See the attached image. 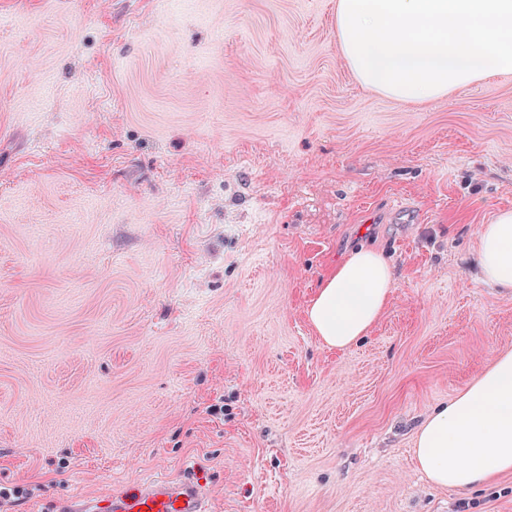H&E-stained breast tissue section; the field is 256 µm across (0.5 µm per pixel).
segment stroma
Returning a JSON list of instances; mask_svg holds the SVG:
<instances>
[{"instance_id": "35a3bbf8", "label": "stroma", "mask_w": 512, "mask_h": 512, "mask_svg": "<svg viewBox=\"0 0 512 512\" xmlns=\"http://www.w3.org/2000/svg\"><path fill=\"white\" fill-rule=\"evenodd\" d=\"M336 0H0V512L203 476L212 512H512L418 469L512 351L481 225L512 208V75L364 88ZM396 288L358 345L306 309L354 247Z\"/></svg>"}]
</instances>
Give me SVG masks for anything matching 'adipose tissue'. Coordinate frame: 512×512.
I'll return each instance as SVG.
<instances>
[{
    "label": "adipose tissue",
    "instance_id": "adipose-tissue-1",
    "mask_svg": "<svg viewBox=\"0 0 512 512\" xmlns=\"http://www.w3.org/2000/svg\"><path fill=\"white\" fill-rule=\"evenodd\" d=\"M476 254L484 281L512 290V209L481 226ZM394 288L386 257L354 248L321 281L308 320L324 345L346 349L379 321ZM414 451L428 479L444 487L467 489L512 472V352L498 355L447 405L425 417Z\"/></svg>",
    "mask_w": 512,
    "mask_h": 512
}]
</instances>
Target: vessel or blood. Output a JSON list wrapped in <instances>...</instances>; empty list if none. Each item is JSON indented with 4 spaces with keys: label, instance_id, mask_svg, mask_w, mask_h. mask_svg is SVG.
I'll use <instances>...</instances> for the list:
<instances>
[{
    "label": "vessel or blood",
    "instance_id": "1",
    "mask_svg": "<svg viewBox=\"0 0 512 512\" xmlns=\"http://www.w3.org/2000/svg\"><path fill=\"white\" fill-rule=\"evenodd\" d=\"M56 512H211L201 480L149 478L133 491L98 497L73 496Z\"/></svg>",
    "mask_w": 512,
    "mask_h": 512
}]
</instances>
